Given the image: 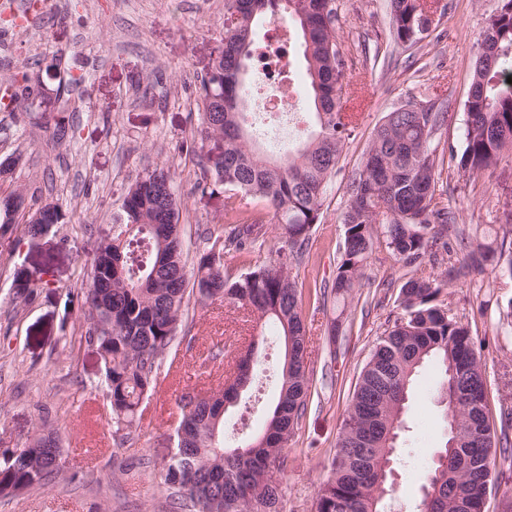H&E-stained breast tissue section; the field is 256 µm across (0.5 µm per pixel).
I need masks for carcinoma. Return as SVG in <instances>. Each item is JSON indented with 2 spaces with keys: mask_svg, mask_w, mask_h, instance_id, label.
Returning <instances> with one entry per match:
<instances>
[{
  "mask_svg": "<svg viewBox=\"0 0 512 512\" xmlns=\"http://www.w3.org/2000/svg\"><path fill=\"white\" fill-rule=\"evenodd\" d=\"M390 36L409 50L430 36L434 22L426 0H390ZM232 23L224 30V50L200 84L203 112L193 140L181 149L197 154L212 139L224 143L211 165L201 166L196 189L224 188L221 233L202 230L206 248L188 266L179 224L183 201L174 190L169 167L148 168L128 188L111 233L100 238L92 270L81 281L86 343L96 346L112 408L115 432L129 430L142 401L158 384L161 359L183 326L186 295L201 303L220 300L240 309L259 327L277 328L284 343L279 388L264 428L242 444L225 437L226 412L255 376L252 354L234 355L224 387L208 396L185 394L173 447L163 457L161 477L168 486L172 512H281L283 448L308 406L306 329L302 292L291 267L303 256L314 225L320 223L327 187L335 176L344 144L358 128L347 110L349 84L336 34V0H224ZM286 20L301 39L307 87L314 107V129L270 158L253 145L246 122L244 68L254 60L260 24ZM512 0H500L477 39L472 79L464 103L465 122L458 168L472 178L512 156ZM10 101L24 108L39 96L28 72L13 76ZM448 121L431 102L423 112L394 110L375 128L363 159L347 185L349 203L342 217L340 259L331 293L353 298L374 248L382 247L411 276L397 302L403 316L385 330L363 367L349 404L331 462V476L317 492L315 512H387L388 485L381 481L393 460V437L404 427L398 391L409 398L415 376L428 363L439 373L436 394L467 397L456 422L458 448L448 468L435 463L427 477L431 499L424 512H483L496 457L512 459L507 433L497 435L488 419L486 378L468 325L448 314L438 297L473 266H508L512 250L486 238L469 244L459 266L445 275L422 276L427 257L448 250L443 240L457 215L448 208L437 162L435 136ZM266 200L272 215L249 210L247 198ZM17 205L24 233L37 236L60 222L57 204L27 209L15 190L0 195V205ZM282 246L265 261L232 279L224 274V253L249 254L269 226ZM61 436L38 433L23 449L0 451V497H16L64 474Z\"/></svg>",
  "mask_w": 512,
  "mask_h": 512,
  "instance_id": "1",
  "label": "carcinoma"
}]
</instances>
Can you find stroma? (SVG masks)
Segmentation results:
<instances>
[{"label":"stroma","mask_w":512,"mask_h":512,"mask_svg":"<svg viewBox=\"0 0 512 512\" xmlns=\"http://www.w3.org/2000/svg\"><path fill=\"white\" fill-rule=\"evenodd\" d=\"M446 2L438 35L396 52L388 70L375 72L365 53L388 49L387 0H336V29L355 91L348 108L361 118L328 185L321 222L291 269L303 297L310 401L284 450L282 512H315L359 374L401 314L396 299L406 269L382 249L372 253L344 306L338 336L327 334L331 310L322 297L336 276L349 177L384 116L424 99L448 102L450 118L436 139L448 202L459 215V237L468 241L475 233L501 230L512 216V157L469 180L453 155L461 146L475 43L498 0ZM223 48L224 0H0V84L26 68L41 85L30 114L0 100V160L18 150L25 156L23 166L0 180V192L21 191L34 206L56 202L63 214L61 223L35 238L19 224L0 227V448H23L41 426H50L62 436L69 471L48 485L0 498V512H166L169 491L160 463L178 421L176 393L216 387L223 363L198 374V353L223 333L240 343L253 332L224 303L190 301L186 323L195 337L193 349L176 339L137 427L115 437L104 431L112 410L99 382L100 358L95 346L80 340L82 301L66 294L67 287L79 286L80 259H92L127 188L144 169L172 167L176 192L185 201L180 222L189 261L205 248L202 225L223 224V190L194 188L202 158L215 157L218 143L207 142L199 157L180 150L197 133L199 82ZM62 83L70 94H58ZM57 122L69 133L60 144L52 139ZM22 285L30 292L24 302L16 298ZM511 300L512 272L491 266L471 268L438 298L470 327L495 428L501 408L512 407V322L502 315ZM282 354L277 337L259 342V390L247 392L228 414L229 421L246 423L238 440L263 427ZM437 380L433 366L423 367L405 407L411 430L389 478L395 512H412L447 440L435 401Z\"/></svg>","instance_id":"1"}]
</instances>
